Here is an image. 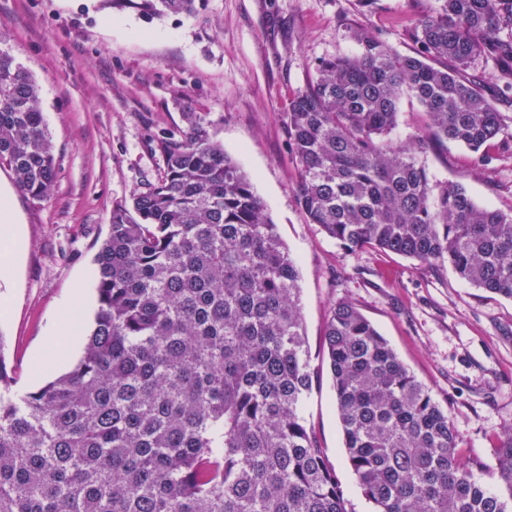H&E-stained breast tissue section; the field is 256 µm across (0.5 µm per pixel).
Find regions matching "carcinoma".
Segmentation results:
<instances>
[{"label": "carcinoma", "instance_id": "obj_1", "mask_svg": "<svg viewBox=\"0 0 512 512\" xmlns=\"http://www.w3.org/2000/svg\"><path fill=\"white\" fill-rule=\"evenodd\" d=\"M196 0H112L150 18ZM420 49L371 32L321 61L287 112L309 223L350 248L436 269L512 300V210L431 179L430 142L482 148L503 131L469 73L512 86V0H439L412 21ZM38 84L0 48V166L49 197L53 144ZM425 134L397 145L401 99ZM158 181L113 204L95 255L97 311L82 358L13 392L0 334V512H348L305 416L315 378L299 269L252 179L203 123L157 138ZM324 350L343 448L375 512H512V421L496 483L473 474L431 389L353 303L330 310Z\"/></svg>", "mask_w": 512, "mask_h": 512}]
</instances>
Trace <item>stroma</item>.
Listing matches in <instances>:
<instances>
[{"instance_id":"stroma-1","label":"stroma","mask_w":512,"mask_h":512,"mask_svg":"<svg viewBox=\"0 0 512 512\" xmlns=\"http://www.w3.org/2000/svg\"><path fill=\"white\" fill-rule=\"evenodd\" d=\"M438 0H197L191 15L149 19L112 0H0V47L39 84L54 144L56 177L47 200L19 190L0 168L28 240L0 319L16 388L33 391L62 374L45 362L43 339L60 304L94 270L115 202L156 182V136L200 117L211 137L249 173L276 232L296 258L305 333L317 371L306 419L334 465L348 512H374L342 446L323 350L330 307L353 302L400 360L448 410L461 451L487 467L512 420V300L459 279L450 266L422 269L397 255L350 249L309 224L288 144L292 98L321 60L356 54L351 33L377 34L415 53L412 19ZM503 116V133L478 165L468 149L436 144L420 160L437 182L464 185L481 205L512 208V90L490 62L474 69Z\"/></svg>"}]
</instances>
